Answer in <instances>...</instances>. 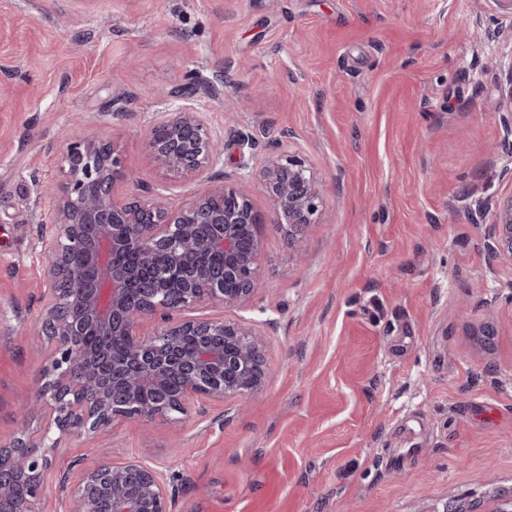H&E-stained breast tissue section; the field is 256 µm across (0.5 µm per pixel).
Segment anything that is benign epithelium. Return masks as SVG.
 Instances as JSON below:
<instances>
[{"instance_id":"benign-epithelium-1","label":"benign epithelium","mask_w":512,"mask_h":512,"mask_svg":"<svg viewBox=\"0 0 512 512\" xmlns=\"http://www.w3.org/2000/svg\"><path fill=\"white\" fill-rule=\"evenodd\" d=\"M145 147L157 168L172 177L200 175L215 167L224 148L203 113L178 108L155 122ZM64 179L46 193L54 220L41 242L47 288L34 324L48 355L34 402L20 407L15 437L0 446V512H37L49 485L64 512H172L174 492L164 472L138 459L121 464L82 458L55 473L70 439L107 431L119 419L179 423L191 408L228 398L246 400L262 386L266 357L255 325L226 319L173 321V314L209 304L228 309L246 302L261 287L258 227L265 223L240 181L224 176L180 206L163 197L122 199L117 188L131 180L117 144L87 134L62 136ZM252 178L272 205L274 223L286 227L295 244L317 222L326 186L295 155L271 158ZM491 252L512 264V194L495 201ZM84 264L70 262L71 251ZM224 253V264L193 268L203 252ZM137 262L127 264L124 255ZM165 254L184 270L182 288L172 296L152 274ZM89 269L96 277L86 278ZM160 317L167 326L152 336L144 322ZM97 341L83 343L88 327ZM177 381L174 390L164 388Z\"/></svg>"}]
</instances>
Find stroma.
<instances>
[{
    "label": "stroma",
    "mask_w": 512,
    "mask_h": 512,
    "mask_svg": "<svg viewBox=\"0 0 512 512\" xmlns=\"http://www.w3.org/2000/svg\"><path fill=\"white\" fill-rule=\"evenodd\" d=\"M499 22L495 0H0V444L44 365L27 327L67 126L119 143L123 197L175 207L239 176L266 214L248 176L280 153L339 191L296 245L261 225L248 303L198 311L260 329L259 394L189 414L177 454L166 422L118 421L60 467L162 465L175 512H466L512 495V266L490 254L493 210H470L512 195L488 118L512 110ZM194 80L223 159L165 177L143 138Z\"/></svg>",
    "instance_id": "stroma-1"
}]
</instances>
